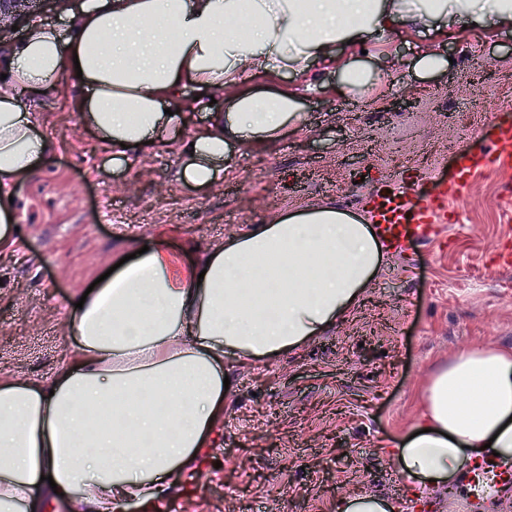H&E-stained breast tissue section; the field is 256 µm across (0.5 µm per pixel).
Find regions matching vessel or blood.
<instances>
[{
    "label": "vessel or blood",
    "instance_id": "obj_1",
    "mask_svg": "<svg viewBox=\"0 0 512 512\" xmlns=\"http://www.w3.org/2000/svg\"><path fill=\"white\" fill-rule=\"evenodd\" d=\"M487 169L512 173V122L496 124L490 144L460 153L453 179L434 180L425 200L417 198V189L426 178L420 167L400 181L369 189L364 206L382 244L390 253L402 255L416 242L435 239L448 221L449 200L460 197L470 181Z\"/></svg>",
    "mask_w": 512,
    "mask_h": 512
}]
</instances>
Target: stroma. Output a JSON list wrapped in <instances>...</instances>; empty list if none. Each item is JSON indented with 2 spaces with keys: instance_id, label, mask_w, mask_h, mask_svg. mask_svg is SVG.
I'll use <instances>...</instances> for the list:
<instances>
[{
  "instance_id": "1",
  "label": "stroma",
  "mask_w": 512,
  "mask_h": 512,
  "mask_svg": "<svg viewBox=\"0 0 512 512\" xmlns=\"http://www.w3.org/2000/svg\"><path fill=\"white\" fill-rule=\"evenodd\" d=\"M432 50L446 64L425 74ZM337 64L307 76L257 75L247 89L286 85L304 96V120L268 149L236 151L210 191L185 186L175 151L116 167L70 106L80 88L35 103L54 150L11 191L19 224L0 256V377L50 383L78 345L69 322L80 295L113 255L165 238L183 264L281 212L333 205L360 214L365 184L409 164L443 160L452 178L469 147L464 115L512 121V31L439 33L411 26L366 46H341ZM393 65L381 70L380 60ZM355 60L377 72L361 93L341 79ZM512 175L484 173L448 204L436 241L383 262L353 308L302 348L248 365L225 358L234 388L186 484L159 512H336L366 492L411 512L413 482L392 461L421 414L420 393L442 364L475 348L512 347V246L500 196ZM427 512H512V495L475 499L464 478L424 491Z\"/></svg>"
}]
</instances>
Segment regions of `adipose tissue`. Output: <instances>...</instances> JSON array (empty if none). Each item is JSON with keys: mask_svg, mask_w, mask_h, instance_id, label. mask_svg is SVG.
Masks as SVG:
<instances>
[{"mask_svg": "<svg viewBox=\"0 0 512 512\" xmlns=\"http://www.w3.org/2000/svg\"><path fill=\"white\" fill-rule=\"evenodd\" d=\"M483 22L512 30V0H81L68 34L30 22L0 44V254L15 244L10 187L51 147L30 105L62 81L82 89L79 121L116 165L174 142L182 180L205 191L233 147L303 121L298 91H246L247 78L310 73L338 45L401 26ZM189 109L206 112L204 130L183 133ZM381 261L373 227L333 206L279 214L188 266L161 241L126 261L72 309L78 353L51 385L0 378V512H45L58 492L73 512L164 500L213 445L225 357L270 359L321 335ZM421 406L395 450L407 477L446 483L485 445L511 464L512 348L460 355Z\"/></svg>", "mask_w": 512, "mask_h": 512, "instance_id": "ef3b65f1", "label": "adipose tissue"}]
</instances>
